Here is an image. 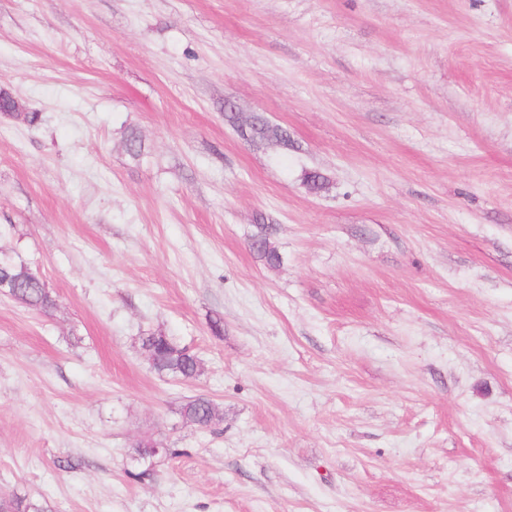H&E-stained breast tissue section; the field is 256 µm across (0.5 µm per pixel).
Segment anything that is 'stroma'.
Returning a JSON list of instances; mask_svg holds the SVG:
<instances>
[{"label": "stroma", "instance_id": "35a3bbf8", "mask_svg": "<svg viewBox=\"0 0 512 512\" xmlns=\"http://www.w3.org/2000/svg\"><path fill=\"white\" fill-rule=\"evenodd\" d=\"M1 91L0 491L512 512V0H0ZM11 277L12 287L4 296L21 304L25 308L47 313L56 306V300L39 276L22 265H17L7 258H0L1 280ZM142 348L153 355L152 368L173 380L190 381L203 375L201 360L186 346H181L165 333L153 332L141 339ZM182 420L201 430L211 428L223 418L218 405L212 400L200 396L185 403L180 410Z\"/></svg>", "mask_w": 512, "mask_h": 512}]
</instances>
